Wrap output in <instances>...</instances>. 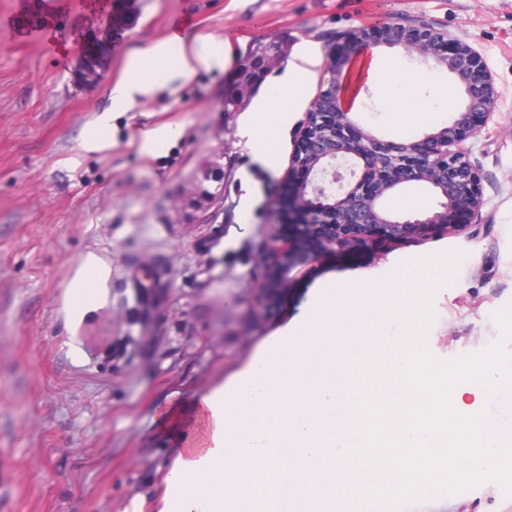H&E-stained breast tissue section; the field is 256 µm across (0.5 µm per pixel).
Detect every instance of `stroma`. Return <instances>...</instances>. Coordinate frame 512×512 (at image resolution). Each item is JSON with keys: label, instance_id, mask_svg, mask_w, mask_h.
Instances as JSON below:
<instances>
[{"label": "stroma", "instance_id": "1", "mask_svg": "<svg viewBox=\"0 0 512 512\" xmlns=\"http://www.w3.org/2000/svg\"><path fill=\"white\" fill-rule=\"evenodd\" d=\"M175 16L187 22L184 36L230 39L233 56L139 100L114 119L106 148L87 150L129 52L168 38ZM391 20L447 30L494 76L496 124L469 142L490 180L482 219L417 247L296 267L278 306L253 318L249 271L259 245L288 232L269 205L289 168L253 163L242 120L301 48L316 56L311 100L342 35ZM255 40L278 42L283 55L239 110L225 113ZM94 41L107 47L105 70L87 81ZM353 113L402 141L372 90ZM161 124L180 137L143 155L137 131ZM204 189L223 196V209L203 201ZM417 248L439 259L423 294L428 358L462 367L490 355L512 372V0H58L52 8L0 0V459L13 467V512H123L137 495L143 512H158L174 436L157 407L187 405L228 382L316 303L321 285L357 271L386 277ZM90 251L112 267L107 304L73 327L66 286ZM148 266L163 293L137 304L129 274ZM75 339L80 363L68 356ZM463 478L441 469L419 480L405 505L512 512L503 494L512 475L467 488Z\"/></svg>", "mask_w": 512, "mask_h": 512}]
</instances>
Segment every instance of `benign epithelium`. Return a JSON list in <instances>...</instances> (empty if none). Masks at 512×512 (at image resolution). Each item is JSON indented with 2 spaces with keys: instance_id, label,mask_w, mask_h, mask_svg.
<instances>
[{
  "instance_id": "7a95c632",
  "label": "benign epithelium",
  "mask_w": 512,
  "mask_h": 512,
  "mask_svg": "<svg viewBox=\"0 0 512 512\" xmlns=\"http://www.w3.org/2000/svg\"><path fill=\"white\" fill-rule=\"evenodd\" d=\"M352 52L381 45L400 46L426 63L448 70L461 84L464 103L436 132L406 142L385 141L356 123L346 107V73L330 51L328 79L300 123L292 157V177L282 191L285 211L273 216L292 225L293 237L263 242L256 263L261 269L251 289L252 312L259 316L289 285L292 268L314 263L340 248L364 242L379 249L411 236L453 234L479 221L486 204L481 167L471 161L467 141L494 121L497 91L492 72L470 45L429 23L386 22L342 36ZM282 56L275 42L241 63L237 92L224 97L238 109L248 92L260 86ZM421 183L433 189L438 207L400 216L385 204L397 189Z\"/></svg>"
}]
</instances>
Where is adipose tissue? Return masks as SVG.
I'll list each match as a JSON object with an SVG mask.
<instances>
[{"label": "adipose tissue", "instance_id": "adipose-tissue-1", "mask_svg": "<svg viewBox=\"0 0 512 512\" xmlns=\"http://www.w3.org/2000/svg\"><path fill=\"white\" fill-rule=\"evenodd\" d=\"M230 42L212 35L162 40L129 52L126 71L110 91L111 108L88 134L103 146L113 113L201 69L223 66ZM314 60L300 51L266 101L250 113L243 134L256 161L270 171L281 162L279 133L301 106ZM363 79L383 102H395L392 126L409 130L442 121L455 95L433 73L402 74L393 57H364ZM423 253L406 257L400 289L369 274L325 284L317 304L261 347L226 385L200 396L188 417L171 411L175 458L163 476L160 512H346L345 483L359 492L386 484L394 495L413 492L449 449L459 471L481 466L512 445V429L490 427L477 404L452 386L456 368L429 361L420 341L428 313L416 290ZM109 264L88 253L66 286L69 321L80 325L107 297ZM360 442L368 456L343 450ZM390 448L400 469L383 477L374 458Z\"/></svg>", "mask_w": 512, "mask_h": 512}]
</instances>
